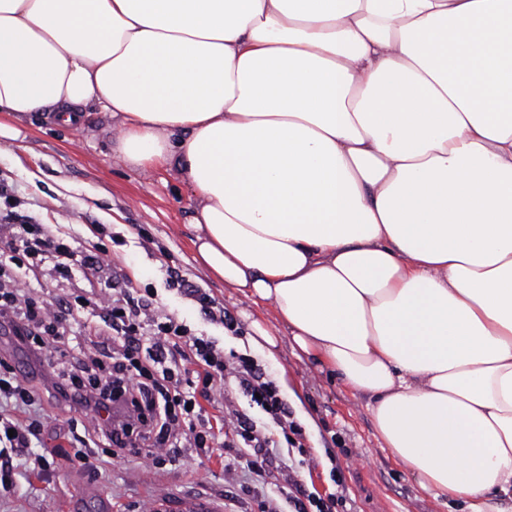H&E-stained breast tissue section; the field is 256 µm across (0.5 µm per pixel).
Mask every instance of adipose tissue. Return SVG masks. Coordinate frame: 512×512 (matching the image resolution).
<instances>
[{
    "instance_id": "ef3b65f1",
    "label": "adipose tissue",
    "mask_w": 512,
    "mask_h": 512,
    "mask_svg": "<svg viewBox=\"0 0 512 512\" xmlns=\"http://www.w3.org/2000/svg\"><path fill=\"white\" fill-rule=\"evenodd\" d=\"M90 107L422 490L505 512L512 0H0V112Z\"/></svg>"
}]
</instances>
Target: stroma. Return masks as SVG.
I'll return each mask as SVG.
<instances>
[{
  "mask_svg": "<svg viewBox=\"0 0 512 512\" xmlns=\"http://www.w3.org/2000/svg\"><path fill=\"white\" fill-rule=\"evenodd\" d=\"M16 127L18 141L0 149V189L7 193L0 199V213L59 225L62 234L76 239L97 233L107 249L95 269L72 280L47 269L39 279L20 278V287L35 289L55 305L86 289L108 297L122 288L124 276L135 278L154 304L193 334L212 336L224 349L251 355L301 426L305 450L280 449L259 476L245 469L225 474V464L236 462L241 451L220 440L210 455L181 448L172 462L159 467L145 448L137 454L124 450L114 456L98 449L86 457H67L62 449L68 441L58 432L68 419L89 429L99 419L71 416L44 398L32 407L31 417L42 423L53 461L45 471L31 474L23 458H14L17 487L0 495V512H148L162 494L165 512H179L188 499L214 504L219 512H265L269 501L285 505L292 476L308 494L344 488L349 512H448L383 448L365 398L327 369L297 356L287 336H280L272 349L254 343L253 322L274 329V313L225 287L197 261L190 225L193 202L177 170L143 172L126 166L113 151L116 123L96 110L76 128L34 115ZM170 268L232 316L237 332L210 321L194 297L168 288Z\"/></svg>",
  "mask_w": 512,
  "mask_h": 512,
  "instance_id": "1",
  "label": "stroma"
}]
</instances>
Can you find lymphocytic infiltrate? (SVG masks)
Instances as JSON below:
<instances>
[{"label": "lymphocytic infiltrate", "mask_w": 512, "mask_h": 512, "mask_svg": "<svg viewBox=\"0 0 512 512\" xmlns=\"http://www.w3.org/2000/svg\"><path fill=\"white\" fill-rule=\"evenodd\" d=\"M0 237L7 240L0 247V329L52 366L48 394L56 404L109 415L103 425L79 437L81 447L106 446L117 452L153 447L154 461L161 464L165 449L211 446L215 426L224 423L207 411L215 401L214 390L224 384L223 348L210 337L191 334L147 300L135 299L129 279L107 305L102 322L72 323L73 311L93 307L92 298L79 295L53 310L47 301L20 289L11 272L36 275L41 262L51 257L57 274L69 279L103 254L102 243L77 245L40 224H0ZM50 341L55 347L49 356L45 347ZM105 347L112 350L107 362L100 357ZM235 372L249 405L234 412V437L244 450L238 465L257 473L273 449L302 448V430L274 382L249 355L236 354ZM0 394L14 402L11 413L0 414V492L7 493L13 487V453L31 447L40 433L29 416L39 390L0 359ZM254 408L265 423L251 417Z\"/></svg>", "instance_id": "lymphocytic-infiltrate-1"}]
</instances>
